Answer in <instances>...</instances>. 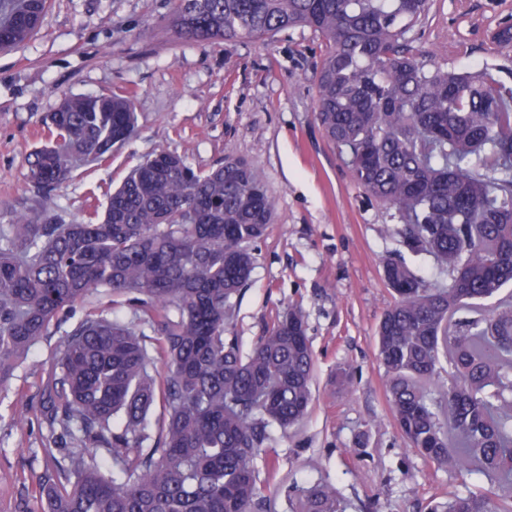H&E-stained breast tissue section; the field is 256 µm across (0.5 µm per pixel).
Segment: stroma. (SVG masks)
<instances>
[{
  "label": "stroma",
  "instance_id": "1",
  "mask_svg": "<svg viewBox=\"0 0 512 512\" xmlns=\"http://www.w3.org/2000/svg\"><path fill=\"white\" fill-rule=\"evenodd\" d=\"M173 8V0H51L38 33L0 53V202L36 208L27 160L42 144L43 118L66 95L130 93L138 128L58 191L62 222L80 219L90 193L119 185L154 152L186 156L201 169L229 155L249 159L275 198V218L228 330L247 352L276 317L295 310L316 358L309 415L296 432L272 428L267 443L277 460L268 479L276 512H290L284 490L296 484L332 485L345 512H428L453 493L511 495V485L483 474L457 478L435 468L395 426L376 349L378 324L394 301L382 262L401 258L431 284L441 274L431 256L403 246L390 211L365 197L319 128L321 39L297 28L267 45L181 41L167 27ZM510 13L512 0H431L412 45L444 67L497 66L512 83V49L492 40L497 20ZM72 327L51 326L0 400V506L30 498L52 467L42 382ZM344 368L353 383L339 382Z\"/></svg>",
  "mask_w": 512,
  "mask_h": 512
}]
</instances>
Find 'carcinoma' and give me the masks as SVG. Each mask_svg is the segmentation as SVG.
Masks as SVG:
<instances>
[{"instance_id": "obj_1", "label": "carcinoma", "mask_w": 512, "mask_h": 512, "mask_svg": "<svg viewBox=\"0 0 512 512\" xmlns=\"http://www.w3.org/2000/svg\"><path fill=\"white\" fill-rule=\"evenodd\" d=\"M48 0H0V51L24 44ZM429 0H177L188 41H263L312 29L325 52L316 119L353 182L393 212L409 250L434 257L431 286L384 260L394 302L377 330L392 416L407 447L450 474L512 482V84L492 69L457 72L419 58L408 34ZM26 178L39 211L0 205V396L50 326L85 307L65 334L42 418L61 455L39 478L36 510L270 512L257 459L269 429L288 431L313 401L314 355L292 311L250 354L226 335L275 203L249 161L195 169L156 152L104 210L57 221L55 191L136 134L129 99L62 98ZM124 297L126 321L100 308ZM151 330V338L145 330ZM448 367H443L442 363ZM160 407L157 435L147 416ZM296 512H344L327 484L293 487ZM429 512H512V496L455 494Z\"/></svg>"}]
</instances>
